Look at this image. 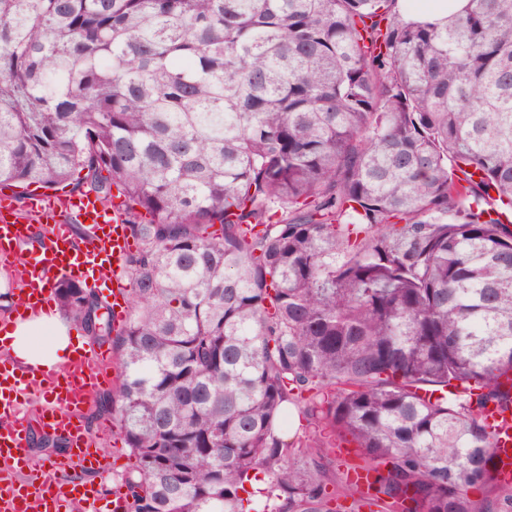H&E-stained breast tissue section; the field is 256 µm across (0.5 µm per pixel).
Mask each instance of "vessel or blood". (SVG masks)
Returning <instances> with one entry per match:
<instances>
[{"instance_id": "vessel-or-blood-1", "label": "vessel or blood", "mask_w": 512, "mask_h": 512, "mask_svg": "<svg viewBox=\"0 0 512 512\" xmlns=\"http://www.w3.org/2000/svg\"><path fill=\"white\" fill-rule=\"evenodd\" d=\"M8 200H0V265L9 268L20 284L19 309L38 311L51 299L52 284L69 279L86 288L112 282V314L115 323L126 318V286L119 274L132 247L123 217L117 210L104 208L94 198L75 194L46 199H30L28 207L47 223L45 247L18 257L17 249L30 234L21 217L5 219ZM91 227L93 235L77 246L72 226ZM109 350L81 349L60 371L47 372L35 367L0 362V512H69L76 503L97 512V489L66 476L67 466L109 472L99 450L91 449L81 413L109 382ZM39 394L44 403L37 412L42 431L65 438L70 447L69 465L57 464L51 470L33 468L30 460V428L20 417L19 399ZM497 441L495 458L503 478H512V413L494 416Z\"/></svg>"}]
</instances>
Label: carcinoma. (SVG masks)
<instances>
[{
    "mask_svg": "<svg viewBox=\"0 0 512 512\" xmlns=\"http://www.w3.org/2000/svg\"><path fill=\"white\" fill-rule=\"evenodd\" d=\"M397 2L0 0V185L135 242L57 286L129 512H512V0ZM496 425L497 441L495 458L500 475L504 479L512 478V413L495 415L492 419Z\"/></svg>",
    "mask_w": 512,
    "mask_h": 512,
    "instance_id": "obj_1",
    "label": "carcinoma"
}]
</instances>
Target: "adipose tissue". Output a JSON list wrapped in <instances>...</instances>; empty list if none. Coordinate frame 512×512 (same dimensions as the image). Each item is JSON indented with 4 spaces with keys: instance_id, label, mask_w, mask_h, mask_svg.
Returning <instances> with one entry per match:
<instances>
[{
    "instance_id": "1",
    "label": "adipose tissue",
    "mask_w": 512,
    "mask_h": 512,
    "mask_svg": "<svg viewBox=\"0 0 512 512\" xmlns=\"http://www.w3.org/2000/svg\"><path fill=\"white\" fill-rule=\"evenodd\" d=\"M40 327L50 328L52 334L51 345L45 351L38 348L33 340L36 329ZM6 346L11 358L30 367L49 370L73 357L83 344L77 341L74 332L60 324L55 317L41 313L10 324Z\"/></svg>"
}]
</instances>
